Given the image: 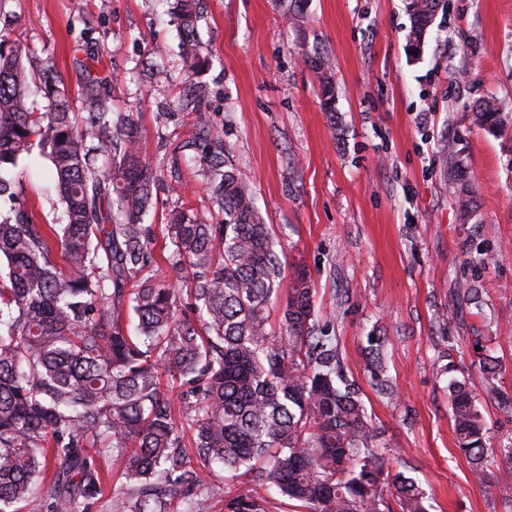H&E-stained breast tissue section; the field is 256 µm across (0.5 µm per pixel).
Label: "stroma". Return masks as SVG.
I'll return each instance as SVG.
<instances>
[{
  "instance_id": "obj_1",
  "label": "stroma",
  "mask_w": 512,
  "mask_h": 512,
  "mask_svg": "<svg viewBox=\"0 0 512 512\" xmlns=\"http://www.w3.org/2000/svg\"><path fill=\"white\" fill-rule=\"evenodd\" d=\"M72 3L0 0V28L36 48L28 70L53 65L72 91L79 48L98 51L113 111L133 115L143 155L160 165L149 223L175 207L220 221L197 174L194 115L178 103L197 91L229 164L252 178L287 268L306 270L316 311L332 320L388 470L416 479L431 512H512L502 458L487 468L489 492L458 448L441 358L451 352L468 375L491 445L512 444V416L486 396L480 367L495 357L512 394V124L492 134L471 119L481 100L512 117V0H448L416 55L404 0H303L293 23L281 0H202L210 66L198 74L181 65L175 0H84L80 13ZM317 53L333 64L332 114L308 63ZM160 111L174 115L167 126ZM48 167L34 157L23 176L43 224L61 213ZM461 189L474 202L467 214L453 200ZM373 332L387 337L391 400L364 365Z\"/></svg>"
}]
</instances>
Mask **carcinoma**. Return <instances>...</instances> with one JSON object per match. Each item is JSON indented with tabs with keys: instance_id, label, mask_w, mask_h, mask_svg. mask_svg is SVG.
<instances>
[{
	"instance_id": "obj_1",
	"label": "carcinoma",
	"mask_w": 512,
	"mask_h": 512,
	"mask_svg": "<svg viewBox=\"0 0 512 512\" xmlns=\"http://www.w3.org/2000/svg\"><path fill=\"white\" fill-rule=\"evenodd\" d=\"M198 0H176L173 22L183 65L203 69ZM444 0H408L409 41L422 44ZM77 97L52 65L41 74L48 108L30 104L28 43L0 51V512H24L35 492L51 512H88L104 484L103 459L126 488L114 512H178L202 488L224 494L227 512H265L269 485L309 512H429L415 479L385 473L381 431L352 384L334 325L321 321L303 270L294 272L277 336L268 306L284 263L272 226L255 202L253 181L224 161V144L206 115L201 175L224 219L210 224L189 209L168 213L166 261L185 273L190 295L153 273L156 235L145 223L155 206L156 168L139 147L130 114L112 111L96 55L83 49ZM312 69L325 111H335L330 58ZM491 133L505 115L472 106ZM50 162L62 212L38 222L20 162ZM384 340L368 337L364 359L373 385L392 399ZM485 391L512 412L493 357ZM181 388V417L162 377ZM460 451L476 482L489 488L488 457L512 461V445L490 447L463 380L448 382ZM191 433L195 455L185 450ZM228 473L220 486L213 467Z\"/></svg>"
}]
</instances>
